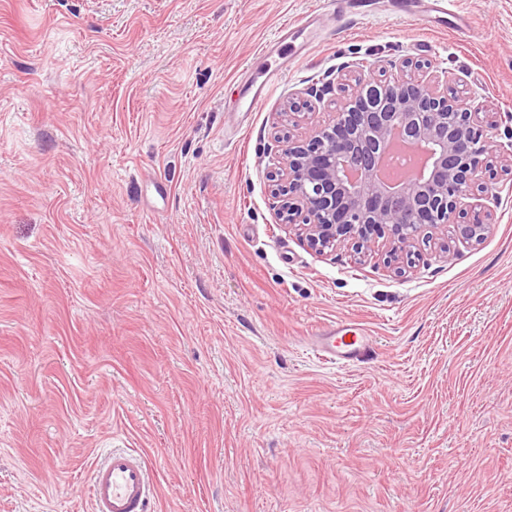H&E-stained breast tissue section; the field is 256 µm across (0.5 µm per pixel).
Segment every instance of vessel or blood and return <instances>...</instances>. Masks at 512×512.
<instances>
[{"label": "vessel or blood", "mask_w": 512, "mask_h": 512, "mask_svg": "<svg viewBox=\"0 0 512 512\" xmlns=\"http://www.w3.org/2000/svg\"><path fill=\"white\" fill-rule=\"evenodd\" d=\"M395 12L413 17L429 27H462L460 14L450 13L442 0H390ZM282 77L281 68L266 70L262 76L247 74L242 82L246 111H254L263 95ZM318 351L333 363L358 362L369 346L363 327L336 323L323 327L315 338ZM93 512H148L154 487L148 465L140 454L113 450L96 464L90 478Z\"/></svg>", "instance_id": "1"}]
</instances>
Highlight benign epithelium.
I'll use <instances>...</instances> for the list:
<instances>
[{"label":"benign epithelium","instance_id":"benign-epithelium-1","mask_svg":"<svg viewBox=\"0 0 512 512\" xmlns=\"http://www.w3.org/2000/svg\"><path fill=\"white\" fill-rule=\"evenodd\" d=\"M343 94L332 121L286 132L282 162L271 174L287 224L301 223L309 245L324 250L352 240L370 251L389 235L387 263H413L421 232L452 224L458 238L479 241L492 213L467 218L464 201L512 188V149L493 145L495 120L448 94V72L432 74L409 59L377 57L336 71L326 90ZM423 151L428 169L415 184L377 178L393 141Z\"/></svg>","mask_w":512,"mask_h":512}]
</instances>
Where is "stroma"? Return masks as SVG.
Wrapping results in <instances>:
<instances>
[{"label":"stroma","mask_w":512,"mask_h":512,"mask_svg":"<svg viewBox=\"0 0 512 512\" xmlns=\"http://www.w3.org/2000/svg\"><path fill=\"white\" fill-rule=\"evenodd\" d=\"M455 2L471 29L387 0H0V512H93L111 448L146 458L152 512H512V192L398 274L311 249L269 177L289 102L385 55L446 70L512 146V0ZM308 15L324 43L260 55ZM342 319L363 361L318 357ZM242 77H245V79L240 83L243 90L241 100H244L245 108L241 110L253 112L263 95L276 87L280 82L282 70L278 66L268 69L261 75V80H259L250 69L248 72L244 71Z\"/></svg>","instance_id":"35a3bbf8"}]
</instances>
